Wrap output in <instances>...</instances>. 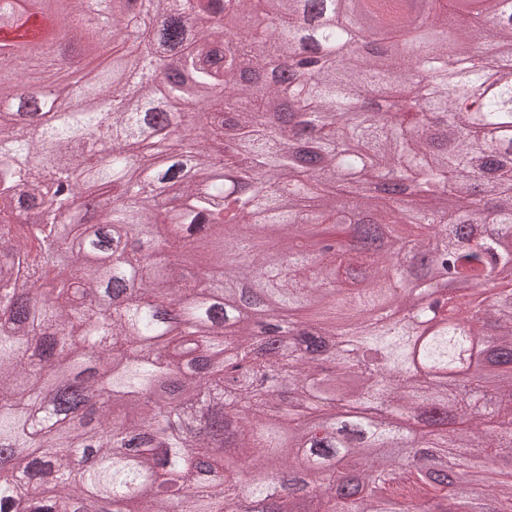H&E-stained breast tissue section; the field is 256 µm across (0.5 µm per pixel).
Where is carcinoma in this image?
Returning a JSON list of instances; mask_svg holds the SVG:
<instances>
[{
  "label": "carcinoma",
  "instance_id": "1",
  "mask_svg": "<svg viewBox=\"0 0 512 512\" xmlns=\"http://www.w3.org/2000/svg\"><path fill=\"white\" fill-rule=\"evenodd\" d=\"M305 2L148 0L146 19L96 0L112 60L79 78L97 32L68 4L44 38L70 52L0 78V512H477L480 494L512 512V14L458 0L451 67L407 15L378 37L417 53L339 61L350 10L329 0L308 34ZM257 10L267 58L309 38L325 75L244 66L224 18ZM189 95L200 111L164 110ZM397 253L433 254L428 273L403 278ZM384 305L410 321L370 316ZM283 314L296 334L260 344ZM202 390L213 433L179 423ZM64 409L79 426L31 422Z\"/></svg>",
  "mask_w": 512,
  "mask_h": 512
}]
</instances>
